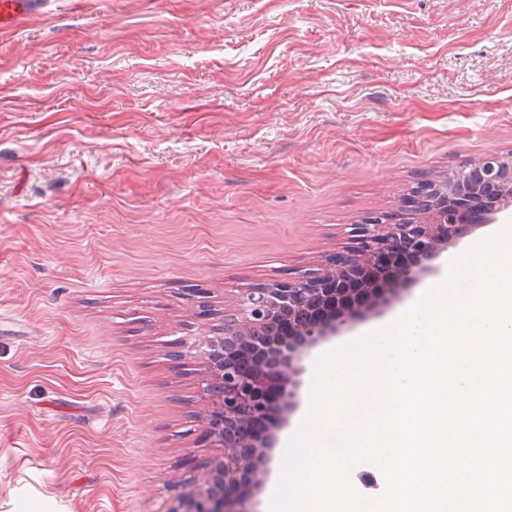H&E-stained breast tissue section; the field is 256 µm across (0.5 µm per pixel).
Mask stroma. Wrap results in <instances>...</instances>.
Segmentation results:
<instances>
[{
  "label": "stroma",
  "mask_w": 512,
  "mask_h": 512,
  "mask_svg": "<svg viewBox=\"0 0 512 512\" xmlns=\"http://www.w3.org/2000/svg\"><path fill=\"white\" fill-rule=\"evenodd\" d=\"M512 152V0H48L0 34V512H169L187 354L421 178Z\"/></svg>",
  "instance_id": "stroma-1"
}]
</instances>
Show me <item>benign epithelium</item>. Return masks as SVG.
Here are the masks:
<instances>
[{
	"instance_id": "7a95c632",
	"label": "benign epithelium",
	"mask_w": 512,
	"mask_h": 512,
	"mask_svg": "<svg viewBox=\"0 0 512 512\" xmlns=\"http://www.w3.org/2000/svg\"><path fill=\"white\" fill-rule=\"evenodd\" d=\"M511 208L512 154L487 153L420 184L396 210L353 225V249L324 267L242 292L212 335L191 344L204 365L209 434L223 457L205 490L172 512H246L239 504L263 483L278 434L299 407L304 356L391 307L463 225L492 224Z\"/></svg>"
}]
</instances>
